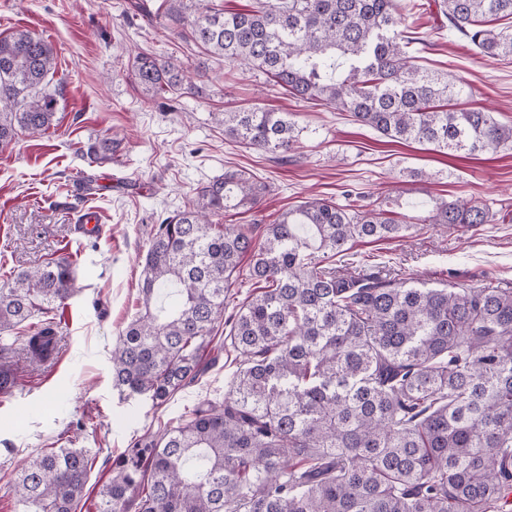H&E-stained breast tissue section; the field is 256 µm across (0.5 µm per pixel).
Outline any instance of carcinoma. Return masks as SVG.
<instances>
[{"label":"carcinoma","mask_w":512,"mask_h":512,"mask_svg":"<svg viewBox=\"0 0 512 512\" xmlns=\"http://www.w3.org/2000/svg\"><path fill=\"white\" fill-rule=\"evenodd\" d=\"M166 0L167 28L304 102L346 112L396 142L468 156L512 153V123L483 110L448 112L438 102L457 83L418 63L423 39L401 26L397 0H255L249 10L217 4L188 13ZM448 27L479 53L512 59V0H442ZM55 53L18 30L0 38V144L44 135L55 123L48 89ZM134 79L152 94L198 91L184 65L141 53ZM224 136L286 157L295 120L258 108L225 112ZM112 141L86 150L109 159ZM267 185L244 170L197 188L187 208L152 236L141 310L112 348L120 393L161 406L199 380L219 320L239 357L224 401L137 440L102 486L98 512H512V288H431L382 266L339 268L358 240L405 238L416 224H489L484 204L435 199L413 215L313 198L265 225L261 240L210 218L253 210ZM249 258L261 284L229 318L224 293ZM63 257L0 284V333L44 314L34 331L0 344L55 360L51 312L74 294ZM90 453L52 448L25 462L13 486L20 512H75Z\"/></svg>","instance_id":"obj_1"}]
</instances>
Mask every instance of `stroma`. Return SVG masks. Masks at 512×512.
<instances>
[{
    "mask_svg": "<svg viewBox=\"0 0 512 512\" xmlns=\"http://www.w3.org/2000/svg\"><path fill=\"white\" fill-rule=\"evenodd\" d=\"M161 2L0 0V35L27 30L50 42L53 81L64 86L54 128L0 146V275L66 257L77 288L58 326L56 360L39 366L16 359L17 383L0 395V512H19V464L60 447L90 450L76 512H97L101 486L135 439L158 433L198 403L223 398L236 369L232 352H222L218 364L160 407L120 401L111 354L141 308L144 257L157 225L226 169L270 184L261 210L272 218L312 198L341 204L349 194L389 197L404 213L434 198L484 203L494 223L427 226L400 240L356 242L351 252L362 266L380 263L430 287L476 288L489 279L512 287V153L467 160L392 142L169 33L157 13ZM399 12L426 41L420 66L466 83L467 95L449 101V109L479 107L512 122V60L484 56L442 30L440 0H400ZM141 52L200 68L198 93L143 92L131 72ZM255 105L296 114L302 133L287 161L225 139L213 119ZM105 136L115 142L111 160L81 158V149ZM85 209L99 215L95 234L76 222Z\"/></svg>",
    "mask_w": 512,
    "mask_h": 512,
    "instance_id": "35a3bbf8",
    "label": "stroma"
}]
</instances>
